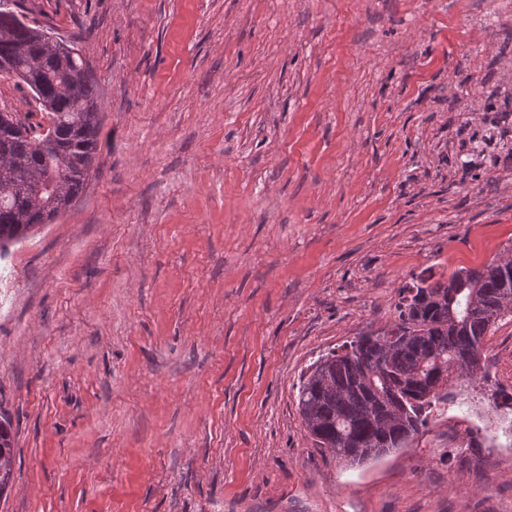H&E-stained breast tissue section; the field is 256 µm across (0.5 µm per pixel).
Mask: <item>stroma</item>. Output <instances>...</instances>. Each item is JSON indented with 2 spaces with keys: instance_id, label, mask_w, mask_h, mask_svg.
I'll use <instances>...</instances> for the list:
<instances>
[{
  "instance_id": "35a3bbf8",
  "label": "stroma",
  "mask_w": 512,
  "mask_h": 512,
  "mask_svg": "<svg viewBox=\"0 0 512 512\" xmlns=\"http://www.w3.org/2000/svg\"><path fill=\"white\" fill-rule=\"evenodd\" d=\"M99 160L0 257V512H512V315L408 447H317L298 388L421 274L512 257V0H23ZM12 455L11 424L9 421H0V494L11 482Z\"/></svg>"
}]
</instances>
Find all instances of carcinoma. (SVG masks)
<instances>
[{
  "instance_id": "cac0c4a2",
  "label": "carcinoma",
  "mask_w": 512,
  "mask_h": 512,
  "mask_svg": "<svg viewBox=\"0 0 512 512\" xmlns=\"http://www.w3.org/2000/svg\"><path fill=\"white\" fill-rule=\"evenodd\" d=\"M19 0H0V77L27 87L40 107L0 112V258L4 247L53 223L84 188L99 150L97 79L75 46L58 52L48 28L25 22ZM394 321L320 357L298 406L316 444L363 463L404 448L448 394L441 376L485 373L483 347L512 311V260L423 277L398 289ZM11 424L0 421V494L12 478Z\"/></svg>"
}]
</instances>
